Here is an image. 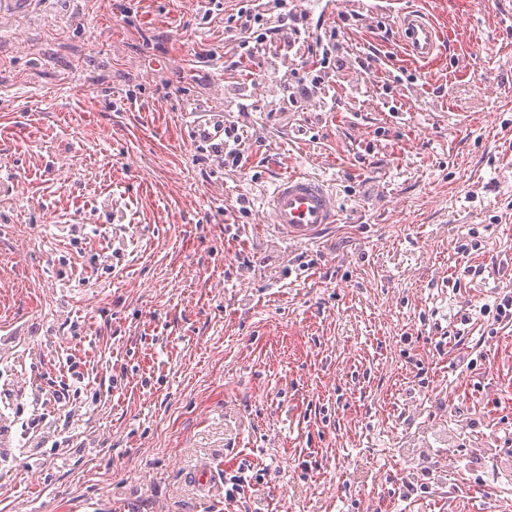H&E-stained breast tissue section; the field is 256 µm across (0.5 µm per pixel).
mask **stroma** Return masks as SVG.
<instances>
[{
    "label": "stroma",
    "mask_w": 512,
    "mask_h": 512,
    "mask_svg": "<svg viewBox=\"0 0 512 512\" xmlns=\"http://www.w3.org/2000/svg\"><path fill=\"white\" fill-rule=\"evenodd\" d=\"M221 2L0 0V512H512V0H426L416 65L403 0H293L337 70L293 101ZM395 28L396 44L409 61L428 63L443 54L444 34L425 10L414 6L401 9ZM206 116L209 118L200 119L192 125V137L196 144H208L221 139L224 142V160L221 161L234 167H242L240 164L244 158L245 142L243 136L238 133L235 125L224 126V114L221 110H209ZM273 224L294 240L313 238L325 224H337L336 197L323 181L290 174L266 197Z\"/></svg>",
    "instance_id": "stroma-1"
}]
</instances>
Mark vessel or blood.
<instances>
[{"instance_id":"b4317fda","label":"vessel or blood","mask_w":512,"mask_h":512,"mask_svg":"<svg viewBox=\"0 0 512 512\" xmlns=\"http://www.w3.org/2000/svg\"><path fill=\"white\" fill-rule=\"evenodd\" d=\"M395 39L409 61L428 63L443 53L445 37L433 17L423 9L409 6L401 9L395 25ZM224 136L222 111H209L207 118L192 125L195 143L208 144ZM265 206L273 224L294 240L313 238L327 224L337 223L336 198L323 181L291 174L275 186Z\"/></svg>"}]
</instances>
